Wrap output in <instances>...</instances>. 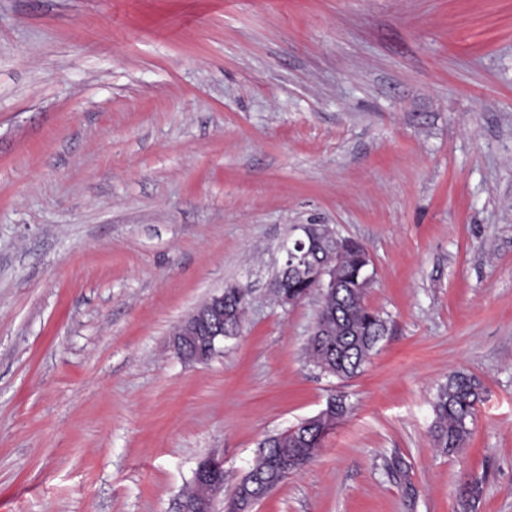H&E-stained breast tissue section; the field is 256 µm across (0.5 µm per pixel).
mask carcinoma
Listing matches in <instances>:
<instances>
[{
    "mask_svg": "<svg viewBox=\"0 0 512 512\" xmlns=\"http://www.w3.org/2000/svg\"><path fill=\"white\" fill-rule=\"evenodd\" d=\"M327 251L336 254L331 274L341 288L321 299L316 332L310 336L307 354L321 372L340 379L360 373L378 342L387 331L382 314L365 304L371 284L365 274L367 251L363 244L350 239H330ZM313 291L311 283L288 278L275 294L288 292L305 298ZM244 288L224 289V325L220 335L226 339L240 333L247 304ZM481 382L468 374L456 373L439 386L433 402L435 419L431 434L436 447L454 452L465 447L471 434L469 422L482 400ZM344 396L333 399L328 410L298 431L271 437L260 444L259 456L251 467L253 478L243 477L236 485L229 507L236 512H250L251 506L284 481L287 474L312 458L328 433L347 413ZM213 485L193 478L192 488L183 498L189 512H211Z\"/></svg>",
    "mask_w": 512,
    "mask_h": 512,
    "instance_id": "cac0c4a2",
    "label": "carcinoma"
}]
</instances>
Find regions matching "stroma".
<instances>
[{
    "label": "stroma",
    "instance_id": "stroma-1",
    "mask_svg": "<svg viewBox=\"0 0 512 512\" xmlns=\"http://www.w3.org/2000/svg\"><path fill=\"white\" fill-rule=\"evenodd\" d=\"M299 224L362 243L388 332L341 380ZM208 362L175 326L230 286ZM483 401L465 448L439 385ZM345 394L253 512H512V0H0V512H176ZM399 459L404 477L387 464ZM248 294L246 288H225L211 295L178 324L172 336H209L213 344L218 337L215 334L219 332L220 325L224 322L219 335L224 337L217 339L213 354L208 353L196 359H190L182 353L177 354L172 346L176 355L188 363L205 364L210 361L224 340L234 338L240 333ZM482 396L481 382L465 373H456L439 386L433 402L435 419L431 427L436 447L445 452L465 447L471 434L468 424ZM212 491V483L194 476L192 488L183 496L181 502H184V507L191 512H211L213 507Z\"/></svg>",
    "mask_w": 512,
    "mask_h": 512
}]
</instances>
